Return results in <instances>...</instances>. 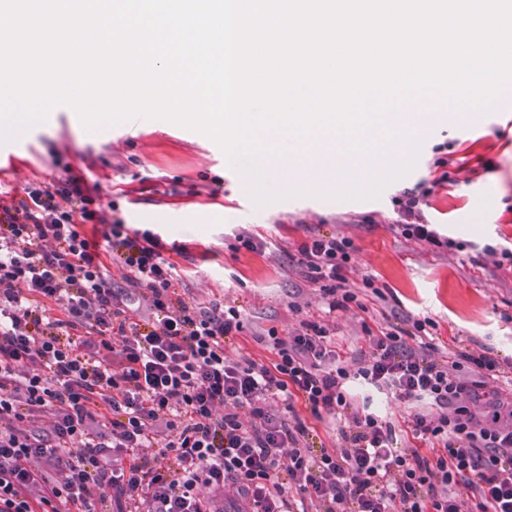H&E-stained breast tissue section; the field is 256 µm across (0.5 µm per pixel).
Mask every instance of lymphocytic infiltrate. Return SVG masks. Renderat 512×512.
<instances>
[{"label":"lymphocytic infiltrate","instance_id":"1","mask_svg":"<svg viewBox=\"0 0 512 512\" xmlns=\"http://www.w3.org/2000/svg\"><path fill=\"white\" fill-rule=\"evenodd\" d=\"M447 164L437 158L436 176L399 197L402 236L444 246L417 218ZM98 199L75 175L0 195V512H97L108 499L117 512H295V493L320 512H512V424L485 426L469 409L499 376L495 358L441 363L431 343L384 331L351 372L329 329L304 320L288 339L270 336V362L230 359L235 308L178 298L161 238L109 223ZM85 224L103 225L101 239ZM353 249L335 235L299 248L329 311L358 300L345 286ZM141 293L144 312L132 305ZM352 375L414 406L416 447H398L368 412L342 431L340 454L300 447L308 428L288 411L300 400L313 416L340 415L354 405Z\"/></svg>","mask_w":512,"mask_h":512}]
</instances>
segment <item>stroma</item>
Returning <instances> with one entry per match:
<instances>
[{"label":"stroma","mask_w":512,"mask_h":512,"mask_svg":"<svg viewBox=\"0 0 512 512\" xmlns=\"http://www.w3.org/2000/svg\"><path fill=\"white\" fill-rule=\"evenodd\" d=\"M13 166L0 189L23 196L29 182L59 183L75 171L99 188L109 221L157 233L171 252L180 298L199 306L224 302L238 310L243 332L226 352L267 362L260 336L277 330L288 337L300 320L325 324L343 361L366 350L369 333L409 332L414 320L435 324L433 359L458 353L487 354L501 364L487 389L512 393V91L491 112L462 124L440 115L419 135L414 154L401 155L408 169L378 195L326 198L329 184L297 181L276 168L263 174L264 190L282 187L288 198L258 204L248 193L242 165H229L208 137L171 122L135 118L86 129L69 106L53 107L45 120L14 139ZM450 159L449 180L421 208L425 223L448 239L437 248L403 237L396 197L425 181L439 153ZM301 194H294V187ZM263 240L264 250L240 246V232ZM349 238L355 250L345 272L348 288L363 292L365 279L385 295L373 309L350 308L328 317L322 293L309 282L299 248L317 235ZM354 399L390 421L398 445L412 447L409 410L366 393L358 382ZM295 411L309 429L304 446L339 450L343 420L315 418L303 403Z\"/></svg>","instance_id":"stroma-1"}]
</instances>
